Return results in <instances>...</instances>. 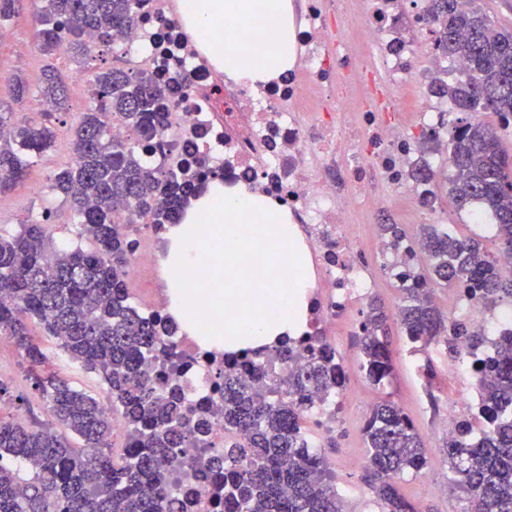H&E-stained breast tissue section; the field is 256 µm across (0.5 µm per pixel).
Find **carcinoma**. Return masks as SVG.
Here are the masks:
<instances>
[{
    "label": "carcinoma",
    "instance_id": "obj_1",
    "mask_svg": "<svg viewBox=\"0 0 512 512\" xmlns=\"http://www.w3.org/2000/svg\"><path fill=\"white\" fill-rule=\"evenodd\" d=\"M39 16L41 50L47 56L65 45L75 53L90 49L88 36L129 29L138 0H44ZM440 22L437 47L465 68L451 83L435 81L438 94L454 104L457 117L445 125L451 193L459 208L474 205L496 221L502 250L512 252V157L497 133L473 121L491 112L512 118V28L496 27L477 0H430ZM64 81L45 72L38 94L59 111ZM13 99L33 90L19 75L11 79ZM93 105L81 113L72 140L73 164L57 173L50 190L63 197L73 214L77 241L52 243L45 210L39 221L12 231L0 229V336L8 337L32 365L47 359L31 323L43 326L73 363L99 378L112 400V412L97 398L50 373L33 377L50 420L20 422L0 414V512H169L171 474L186 462L182 449L205 445L210 418L184 405L177 386L158 389L148 369L157 353L175 356L161 332L162 320L141 315L127 288L129 236L112 212L150 215L152 223L175 224L188 197L197 190L191 178H174L143 159L167 126L161 93L146 71L112 67L91 86ZM53 113L41 122L0 110V188L23 179L28 158L54 147ZM138 135L114 139L112 122ZM429 271L415 275L405 289L399 317L406 341L425 348L443 336L486 343L473 322H455L434 307L439 288H472L482 306L512 303V278L501 276L495 259L474 238H458L433 225L422 227ZM89 241L86 250L81 242ZM387 313L377 298L363 314L358 337L361 367L375 385L393 371ZM310 355L273 386H262L265 369L246 360L253 381L236 375L239 364L217 369L224 395L213 413L224 417V431L245 435L212 456L202 468L224 467V503L237 512H345L324 457L307 448L295 397L339 385L331 378L330 354L314 337ZM485 392L476 419L486 433L462 432L445 442L451 490L461 512H512V354L473 365ZM131 430L132 456L112 453V416ZM365 436L369 448L365 481L381 512H417L401 495L396 479L426 466L425 445L409 417L392 400L373 406Z\"/></svg>",
    "mask_w": 512,
    "mask_h": 512
}]
</instances>
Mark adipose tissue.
<instances>
[{"mask_svg": "<svg viewBox=\"0 0 512 512\" xmlns=\"http://www.w3.org/2000/svg\"><path fill=\"white\" fill-rule=\"evenodd\" d=\"M183 26L237 84H270L295 63L291 0H180ZM161 263L168 312L225 352L280 344L306 323V257L271 200L211 180L170 226Z\"/></svg>", "mask_w": 512, "mask_h": 512, "instance_id": "adipose-tissue-1", "label": "adipose tissue"}]
</instances>
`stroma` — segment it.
<instances>
[{"mask_svg":"<svg viewBox=\"0 0 512 512\" xmlns=\"http://www.w3.org/2000/svg\"><path fill=\"white\" fill-rule=\"evenodd\" d=\"M43 5L44 0H21L16 17L8 24L10 39L0 41V102L10 99L9 79L14 73H23L36 88L41 84L43 69L51 65L65 79V109L57 113L54 121L57 140L53 149L31 157L27 178L0 193V225L15 227L27 219L39 218L48 206L52 209L49 230L53 240L58 241L71 237L73 217L61 200L50 195V178L72 164L71 131L87 103V92L95 76L112 67L113 59L110 50L104 47L92 49L87 56L78 58L70 54L45 56L40 50L38 27L34 22ZM435 192L438 200L430 214L431 223L451 227L460 236L480 238L489 255L499 252L501 242L493 226L478 228L468 224L465 211L457 209L449 196L447 183H437ZM377 295L385 302L389 315L393 377L390 382L377 386L369 383L364 375L355 376L344 400L341 418L323 440L322 454L336 484H347L354 489L345 499L347 512H372L373 497L364 481L368 459L364 426L375 402L392 399L405 410L421 434L426 445L427 470L436 485L434 493L424 494L421 475L410 472L397 481L400 493L412 502L425 500L432 512H459L458 497L448 491V463L442 448L445 437L437 426L439 416L448 409L449 395L457 388L456 379L448 374V351L440 345L408 350L397 317L403 290L384 278L378 284ZM33 332L48 356L47 370L70 379L74 386L90 391L98 399H106L103 386L90 379L79 365L67 362L55 339L46 336L41 326H34ZM0 381L9 386L12 395L24 397L25 403L19 410L23 419L47 420L45 403L29 381L27 361L3 336H0Z\"/></svg>","mask_w":512,"mask_h":512,"instance_id":"35a3bbf8","label":"stroma"}]
</instances>
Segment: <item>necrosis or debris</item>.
I'll use <instances>...</instances> for the list:
<instances>
[{
  "label": "necrosis or debris",
  "instance_id": "4bbe7bcc",
  "mask_svg": "<svg viewBox=\"0 0 512 512\" xmlns=\"http://www.w3.org/2000/svg\"><path fill=\"white\" fill-rule=\"evenodd\" d=\"M348 0H298L295 41L298 63L273 85L253 90L226 80L185 32L178 0H140L131 29L113 33L112 52L127 70L151 72L163 94L169 125L157 136L149 158L154 166L180 172L200 160L220 169L228 186L269 197L289 214L297 240L306 247L311 271L310 332L330 337L343 349L336 321L348 319V333L362 332L354 312L374 293L378 271L400 285L414 281L423 257L416 236L397 241L377 236L376 225L404 197L428 195L431 187L408 177L422 154L421 132L446 122L448 103L429 94L430 72L441 57L432 39L427 0H371L354 14ZM421 91L411 109L406 86ZM412 110L413 119L399 120ZM366 216L374 233L373 256L356 243L354 212ZM132 249L127 277L158 271L162 232L143 216L129 224ZM457 311L481 322L497 357L499 338L512 330V307L476 305L455 292ZM176 361L157 355L149 364L157 387L177 383L188 406L215 399L213 370L223 351L174 336ZM448 372L458 391L448 399L445 427L457 434L472 421L482 393L469 367L473 356L460 338L450 337ZM339 391H313L301 408L310 447H318L336 425ZM175 512H224L211 474L186 466L175 481Z\"/></svg>",
  "mask_w": 512,
  "mask_h": 512
}]
</instances>
